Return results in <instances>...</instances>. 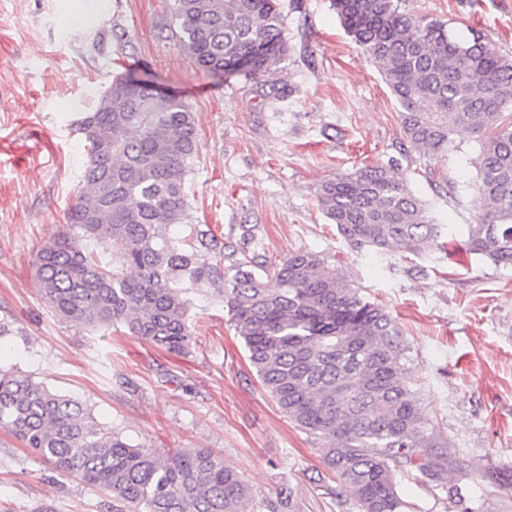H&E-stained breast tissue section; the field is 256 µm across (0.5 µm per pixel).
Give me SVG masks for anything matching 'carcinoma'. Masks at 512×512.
<instances>
[{
    "label": "carcinoma",
    "mask_w": 512,
    "mask_h": 512,
    "mask_svg": "<svg viewBox=\"0 0 512 512\" xmlns=\"http://www.w3.org/2000/svg\"><path fill=\"white\" fill-rule=\"evenodd\" d=\"M179 39L207 71L259 79L288 51L279 0H174ZM353 42L401 107L409 148L441 156L460 129L485 134L475 158L480 220L465 248L512 267V60L481 32L415 14L406 0H332ZM87 163L61 233L38 252L35 281L62 319L120 323L171 354L191 345L193 294L224 299L248 360L279 412L319 442L323 465L361 512H405L397 477L443 482L448 439L422 413L407 346L390 313L309 250L270 265L190 224L186 178L198 154L193 112L178 97L117 76L79 122ZM365 166L323 181L317 202L354 249L447 250L446 225L393 176ZM184 226L171 236L167 229ZM112 255L105 264L100 254ZM231 277H226V274ZM0 428L63 476L100 487L131 512H251L248 484L221 453L132 445L82 402L0 369Z\"/></svg>",
    "instance_id": "carcinoma-1"
}]
</instances>
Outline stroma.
Returning a JSON list of instances; mask_svg holds the SVG:
<instances>
[{
  "label": "stroma",
  "mask_w": 512,
  "mask_h": 512,
  "mask_svg": "<svg viewBox=\"0 0 512 512\" xmlns=\"http://www.w3.org/2000/svg\"><path fill=\"white\" fill-rule=\"evenodd\" d=\"M85 32L65 31L69 0H0V367L82 401L133 444L211 448L250 486L255 512H359L323 466L317 441L279 413L247 360L223 301L195 296L193 344L177 356L124 335L62 320L35 284L39 249L81 191L77 130L115 75L148 80L194 113L198 157L189 220L239 243L253 226L279 262L297 250L335 265L393 315L410 349L413 387L455 459L448 498L399 476L409 512H512V268L463 245L478 210L471 190L480 137L434 158L407 148L401 108L344 31L330 0H280L288 52L275 74L285 101L243 76L198 68L180 43L174 0H85ZM427 19L479 29L512 55V0H408ZM396 160L395 176L453 225L444 252L350 248L318 205L339 172ZM0 512H113L106 492L60 476L0 430Z\"/></svg>",
  "instance_id": "stroma-1"
}]
</instances>
